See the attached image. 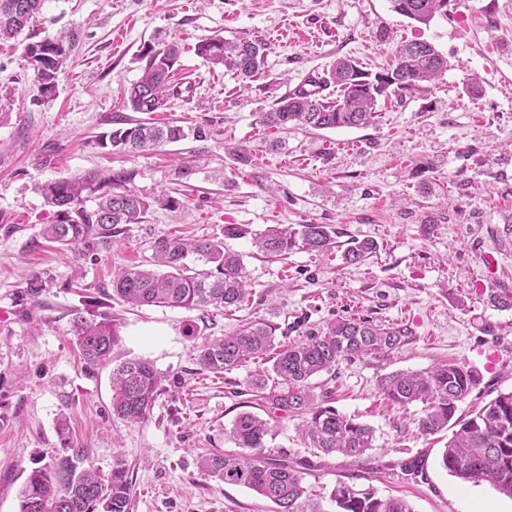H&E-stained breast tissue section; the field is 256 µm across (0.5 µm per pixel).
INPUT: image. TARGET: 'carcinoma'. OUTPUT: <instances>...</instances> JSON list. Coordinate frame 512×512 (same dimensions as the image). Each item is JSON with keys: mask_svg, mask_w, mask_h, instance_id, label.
<instances>
[{"mask_svg": "<svg viewBox=\"0 0 512 512\" xmlns=\"http://www.w3.org/2000/svg\"><path fill=\"white\" fill-rule=\"evenodd\" d=\"M44 0H0V42L24 34L25 53L34 69L41 95L56 96L57 75L69 64L79 40L75 30H61L42 37L33 32ZM393 12L419 24L448 16V0H390ZM265 44L258 40H226L219 35L202 40L197 55L213 67H224L242 82L252 80L265 62ZM174 43L143 46L142 75L127 89L126 103L134 112L150 114L170 96L171 79L180 58ZM448 70V60L431 44L409 41L396 48L391 63L371 75L348 57L339 58L318 78V90L301 87L281 96L276 107L262 114L274 128L302 126L313 129L362 128L375 123L378 99L388 92L412 90L422 82L438 79ZM334 85L339 98L330 101L319 89ZM117 128L99 138L102 148L136 152L183 140L185 129L172 122L130 123L113 118ZM137 173L118 168L110 172L86 170L70 178L51 180L39 187L45 203L55 208V220L45 225L41 237L61 249H77L104 243L126 232L125 225L140 224L153 205L175 211L183 202L162 193L149 202L133 186ZM336 231L328 224H278L253 233L244 224L224 228V236H251L260 251L284 256L294 249L325 254L333 248ZM376 249L370 239L354 241L344 254L345 262L357 264ZM151 261L127 267L112 278V295L131 306H166L210 311L233 307L246 296L243 255L224 246L221 239L190 240L160 237L151 245ZM44 291L37 277L26 280L20 300L39 306ZM489 302L512 309V288H495ZM117 324L107 312L90 317L76 312L70 321L83 360L106 362L117 338ZM276 326L254 320L238 332L216 338L198 353L202 369L230 371L249 359L270 357V371L279 386L268 389V378L255 375L250 381L251 407L260 404L303 417L302 437L325 454L339 453L359 459L375 448V430L348 418L327 405L330 395L316 396L310 380L335 372L342 361L366 355L395 352L407 343L411 331L367 318H343L330 322L304 341L274 351ZM480 373L462 363H444L422 372H396L380 379L384 398L392 405L425 404L418 431L434 436L451 431L441 455L442 467L462 482H486L512 499V391L500 392L468 418H455L457 404L480 384ZM161 376L142 359H131L112 372V415L140 423L156 401ZM270 422L252 411L234 419L228 437L243 453L212 455L201 467L217 480L245 487L276 506L274 512H327L323 501L309 494L302 472L263 456ZM132 480L122 463L103 475L93 468L77 469L70 461L56 473L46 467L31 470L20 491L18 512H129ZM333 512H414L401 497H381L376 491L358 489L339 481L329 495Z\"/></svg>", "mask_w": 512, "mask_h": 512, "instance_id": "carcinoma-1", "label": "carcinoma"}]
</instances>
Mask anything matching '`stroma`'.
Wrapping results in <instances>:
<instances>
[{
	"label": "stroma",
	"mask_w": 512,
	"mask_h": 512,
	"mask_svg": "<svg viewBox=\"0 0 512 512\" xmlns=\"http://www.w3.org/2000/svg\"><path fill=\"white\" fill-rule=\"evenodd\" d=\"M78 29L73 60L54 99L41 100L22 41L0 44V512H18L28 472L56 468L82 449L77 467L130 470L129 512H270L253 491L202 472L200 456L234 452L227 432L248 401L247 383L268 369L251 361L222 373L201 369L197 349L264 318L280 344L299 342L339 317L408 327L399 351L339 364L312 379L315 393L376 431L360 460L308 447L299 421L261 408L272 432L263 453L301 468L315 493L336 482L406 498L416 512H512V499L488 484L461 482L440 464L444 442L422 436L424 406H390L381 377L444 361L476 367L481 383L460 402L470 416L512 390V309L491 306V289L512 288V0H449L448 13L421 25L388 0H46L36 31ZM267 45L264 68L242 85L236 74L195 51L211 36ZM179 44L172 79L178 93L153 113L189 130L185 140L132 156L99 146L138 80L143 44ZM431 43L448 60L437 80L380 102L364 128L277 129L262 121L277 99L348 57L381 71L402 41ZM228 144L251 150L243 166ZM193 165L189 179L175 171ZM136 170L147 198L177 189L176 211L153 206L143 223L91 251L60 250L40 237L54 210L38 185L85 170ZM437 222L426 225L425 214ZM229 224L255 232L274 224H329L327 254L258 253L250 238H228ZM217 238L244 256L248 297L237 309L128 307L112 297V276L151 256L156 238ZM364 238L377 248L361 265L344 252ZM46 283L40 305L17 300L24 277ZM106 311L118 323L110 362H84L68 333L73 313ZM149 360L162 374L144 422L112 415V371ZM67 418L68 436L58 421ZM73 458V457H72ZM419 458L423 476L394 475Z\"/></svg>",
	"instance_id": "1"
}]
</instances>
